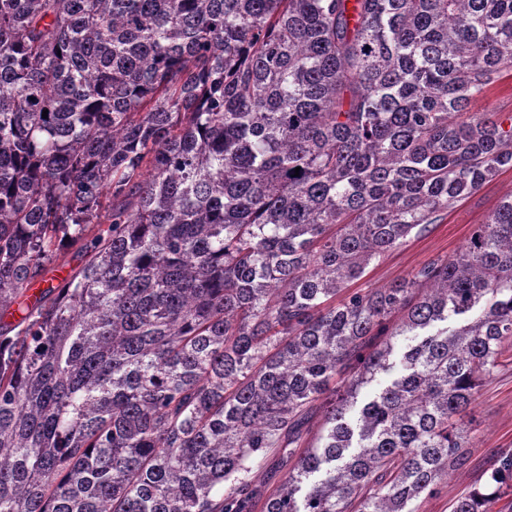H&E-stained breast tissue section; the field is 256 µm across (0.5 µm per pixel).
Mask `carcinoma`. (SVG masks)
<instances>
[{
  "mask_svg": "<svg viewBox=\"0 0 512 512\" xmlns=\"http://www.w3.org/2000/svg\"><path fill=\"white\" fill-rule=\"evenodd\" d=\"M505 75L512 0H0V512L437 493L512 352V195L350 285L512 169V113L471 111ZM505 490L512 452L452 512ZM511 193L512 169H509L500 172L477 194L459 202L425 236L411 238L380 262H373L366 275L351 288H380L408 276L438 256L452 255L466 244L477 224H484L499 201Z\"/></svg>",
  "mask_w": 512,
  "mask_h": 512,
  "instance_id": "1",
  "label": "carcinoma"
}]
</instances>
